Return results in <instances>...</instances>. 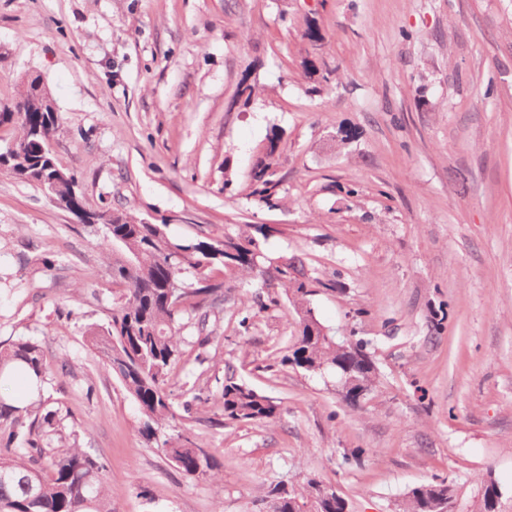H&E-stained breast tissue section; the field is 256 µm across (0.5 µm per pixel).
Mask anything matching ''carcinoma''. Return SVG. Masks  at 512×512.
Masks as SVG:
<instances>
[{"instance_id":"1","label":"carcinoma","mask_w":512,"mask_h":512,"mask_svg":"<svg viewBox=\"0 0 512 512\" xmlns=\"http://www.w3.org/2000/svg\"><path fill=\"white\" fill-rule=\"evenodd\" d=\"M0 105V125L11 124L20 131L17 146L23 156L4 154L7 173L30 183L38 168L47 177L62 168L57 158L39 154L28 119ZM281 136L273 132L265 155L257 164L251 196L271 208L278 181L275 180ZM117 222L101 234L110 249L112 277L126 284L121 299L113 305L111 320L91 327L87 340L99 349L105 366L139 406L145 418L143 431L159 442L163 454L183 474L194 479L215 481L220 464L192 433L183 429L167 433L177 418L166 387L172 365L180 356L181 318L184 304L200 312L198 324L206 326L209 312L224 302L220 285L210 282L208 272L232 263L250 267L253 239L183 243L166 232L164 224H148L132 213L114 208ZM193 270L197 287L185 282L184 272ZM289 304L299 313V335L290 347L286 362L307 372L334 371L343 378L352 375L361 383L363 394L371 392L377 368L364 344L338 343L321 335V324L309 308L308 296L319 280L305 273L297 259L278 269ZM66 361L47 359L42 346L18 338L0 344V387L13 375H25L37 387L52 375H64ZM224 417L236 423L271 418L276 404L250 386L231 378L225 380L216 402ZM54 414L43 412V404H26L0 392V512H112L108 494V471L88 449L74 443L54 445L57 430ZM319 481L311 478L299 489L275 486L264 500L276 502V512H305ZM495 484L483 483L468 512H492ZM455 497L448 481L433 480L410 489L402 512H436L442 499Z\"/></svg>"}]
</instances>
